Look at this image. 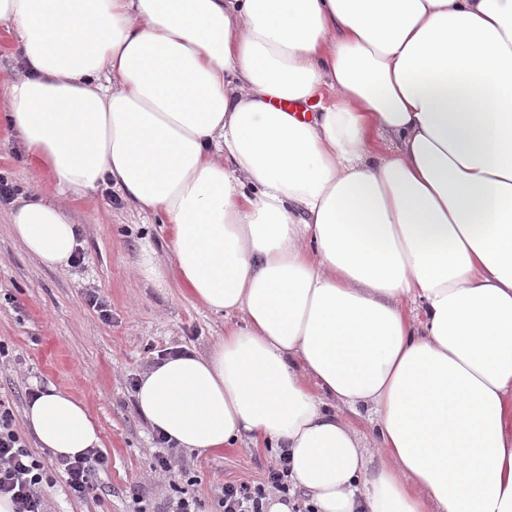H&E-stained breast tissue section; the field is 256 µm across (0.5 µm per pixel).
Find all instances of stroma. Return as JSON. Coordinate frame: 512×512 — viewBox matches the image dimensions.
Segmentation results:
<instances>
[{
	"instance_id": "stroma-1",
	"label": "stroma",
	"mask_w": 512,
	"mask_h": 512,
	"mask_svg": "<svg viewBox=\"0 0 512 512\" xmlns=\"http://www.w3.org/2000/svg\"><path fill=\"white\" fill-rule=\"evenodd\" d=\"M23 74L21 51L9 22H0V113L7 109L4 87ZM0 175L20 191L56 193L49 175L36 174L19 134L0 129ZM8 206L0 202V340L8 356L0 362V400L13 412V425L27 447L48 467L56 458L41 447L25 424L24 410L35 387L54 385L82 400L97 422L109 467L95 496H72L61 477L43 495L48 512H136L128 490L144 486L152 506L172 496L167 479L151 465L160 447L137 413L133 380L168 350L208 352L224 334V317L201 306L178 284L155 287L136 270L141 246L151 242L155 259L171 267L167 231L128 207L117 190L101 187L71 202L69 216L80 232L82 260L62 269L43 266L13 237ZM106 301L103 319L86 293ZM189 468L188 495L201 512H222L225 483H263L278 457L273 448L238 445L214 453L182 452Z\"/></svg>"
}]
</instances>
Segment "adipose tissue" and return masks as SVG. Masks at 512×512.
Returning a JSON list of instances; mask_svg holds the SVG:
<instances>
[{
	"instance_id": "ef3b65f1",
	"label": "adipose tissue",
	"mask_w": 512,
	"mask_h": 512,
	"mask_svg": "<svg viewBox=\"0 0 512 512\" xmlns=\"http://www.w3.org/2000/svg\"><path fill=\"white\" fill-rule=\"evenodd\" d=\"M0 20L26 69L8 121L57 185L10 205L25 250L68 266L63 202L109 184L168 229L172 270L147 245L140 275L243 316L141 376L156 432L287 453L315 512H512V0H0ZM24 417L56 456L102 445L70 392Z\"/></svg>"
}]
</instances>
